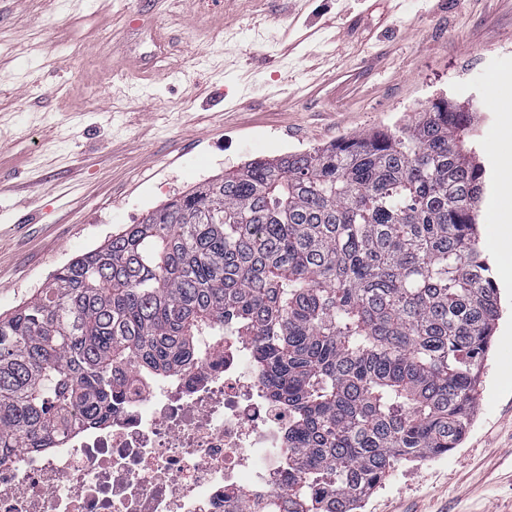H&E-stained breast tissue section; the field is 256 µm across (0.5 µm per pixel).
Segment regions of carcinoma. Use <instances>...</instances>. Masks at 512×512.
<instances>
[{
  "mask_svg": "<svg viewBox=\"0 0 512 512\" xmlns=\"http://www.w3.org/2000/svg\"><path fill=\"white\" fill-rule=\"evenodd\" d=\"M473 115L253 160L126 224L0 314V465L112 414L130 380L250 345L288 409V488L229 512H359L399 460L459 447L500 296Z\"/></svg>",
  "mask_w": 512,
  "mask_h": 512,
  "instance_id": "1",
  "label": "carcinoma"
}]
</instances>
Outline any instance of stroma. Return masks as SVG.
<instances>
[{"label":"stroma","mask_w":512,"mask_h":512,"mask_svg":"<svg viewBox=\"0 0 512 512\" xmlns=\"http://www.w3.org/2000/svg\"><path fill=\"white\" fill-rule=\"evenodd\" d=\"M512 0H0V313L122 225L254 159L478 101L480 245L501 319L459 448L399 461L363 512H512Z\"/></svg>","instance_id":"1"}]
</instances>
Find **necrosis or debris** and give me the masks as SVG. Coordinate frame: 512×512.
Instances as JSON below:
<instances>
[{"instance_id": "necrosis-or-debris-1", "label": "necrosis or debris", "mask_w": 512, "mask_h": 512, "mask_svg": "<svg viewBox=\"0 0 512 512\" xmlns=\"http://www.w3.org/2000/svg\"><path fill=\"white\" fill-rule=\"evenodd\" d=\"M225 343L205 365L126 390L111 416L0 466V512H224L288 484L290 418Z\"/></svg>"}]
</instances>
